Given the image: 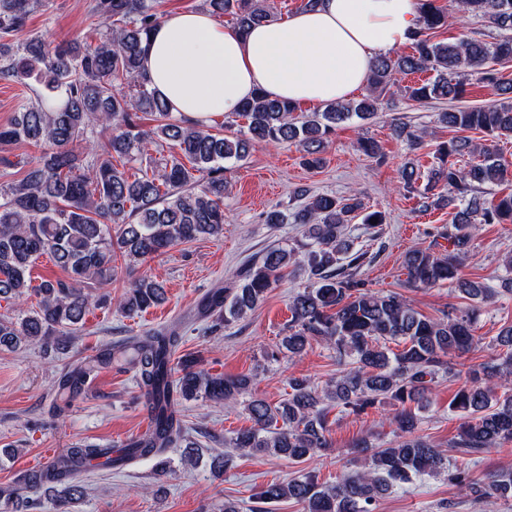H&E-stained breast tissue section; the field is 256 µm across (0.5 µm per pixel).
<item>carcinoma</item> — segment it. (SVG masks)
<instances>
[{"instance_id": "cac0c4a2", "label": "carcinoma", "mask_w": 512, "mask_h": 512, "mask_svg": "<svg viewBox=\"0 0 512 512\" xmlns=\"http://www.w3.org/2000/svg\"><path fill=\"white\" fill-rule=\"evenodd\" d=\"M40 0H0V75L32 79L41 89L0 126V145L28 142L43 147L24 177L0 191V298L21 301L39 297L38 309L0 318V351H14L36 341L60 338L79 329L90 307L110 296L98 290L112 284L118 266L143 262L179 244L224 234V171L244 160L257 142L289 143L300 148L302 164L322 167L328 137L346 121H368L384 111L387 90L399 77L433 72V77L402 88L407 100L423 106L450 103L438 113V122L453 132L437 149V165L428 175L409 160L401 167V184L418 190L427 178L421 198L424 207L454 205L457 212L442 238L448 250L434 254L413 249L405 269L414 285L449 284L469 300L462 310L429 318L412 301L394 292L370 290L357 270L373 260L369 251L353 247L347 224L361 220L370 238H379L385 218L364 208L361 195L337 197L294 191L301 201L293 212L272 210L265 222L301 224L309 242L295 248H266L243 263L233 285L216 288L202 301V311L229 324L254 310L270 288L288 274V268L307 272L310 285L291 298L288 335L280 347L289 356L303 355L312 343H322L348 368L318 390L306 378L288 382V398L271 404L251 399L246 410L253 426L235 433L230 451L213 458V468L227 471L235 455L264 452L302 463L327 451L328 413L333 406L354 414L388 401L399 406L395 418L399 439L389 448L373 451L361 469L343 474L334 484H320L304 473L274 482L260 493L265 503L292 499L304 512H376L378 499L396 484H408L424 475L448 472V481L465 495L496 512L502 499L512 498V471H491L471 477L467 468L448 469L442 450L417 434L419 413L429 407L432 386L442 376L460 377L452 359L472 351L482 306L512 295V253L505 255L506 276L500 287L461 276L463 262L480 224H511L512 193L486 201L479 190L502 181L508 162L491 145L475 143L467 133L478 131L490 139L512 136V83L494 68L495 61L512 60V38L495 42L457 39L433 40L445 24L444 10L425 0L412 52L380 55L371 65L366 94L347 103L329 104L316 112H301L289 102L258 94L237 115L246 125L226 126L222 133L178 118L152 91L142 70L143 45L158 21L153 0H91L90 16L97 21L95 42L68 41L53 48L40 37L18 44L1 38L25 28ZM216 18L231 17L232 26L245 32L252 26L277 20L271 7L259 0H202ZM463 13L485 20L499 31H512V0H456ZM476 80L505 94L485 106H457L465 92L464 78ZM155 125L144 131L141 115ZM411 150L421 148L424 132L403 123L394 125ZM169 149L153 160L155 169L139 175L114 164L143 161L149 147ZM479 157L460 165L456 158ZM440 192H435V189ZM47 255L66 278L34 283L32 269ZM166 300L162 283L139 276L117 298L123 312L144 311ZM181 336L160 330L116 346L104 362L118 363L135 372L153 405V425L142 438L126 444L127 452L112 457L114 449L85 446L68 448L47 466L21 477L28 489L47 483L62 487L63 504L79 500L83 487L76 479L94 460L110 468L138 459L165 465L164 454L185 437L177 406L203 396L226 404L246 393L248 376L210 375L195 369L190 359L173 376L171 357ZM395 341V351L386 342ZM497 358L468 368L450 409L463 418L452 447L475 458L512 442V324L493 339Z\"/></svg>"}]
</instances>
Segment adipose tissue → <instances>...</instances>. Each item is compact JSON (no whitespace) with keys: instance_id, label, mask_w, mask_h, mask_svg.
I'll use <instances>...</instances> for the list:
<instances>
[{"instance_id":"adipose-tissue-1","label":"adipose tissue","mask_w":512,"mask_h":512,"mask_svg":"<svg viewBox=\"0 0 512 512\" xmlns=\"http://www.w3.org/2000/svg\"><path fill=\"white\" fill-rule=\"evenodd\" d=\"M421 0H320L284 21L240 33L204 11L164 15L143 59L150 88L175 116L206 124L255 91L327 105L368 84L373 60L406 44Z\"/></svg>"}]
</instances>
